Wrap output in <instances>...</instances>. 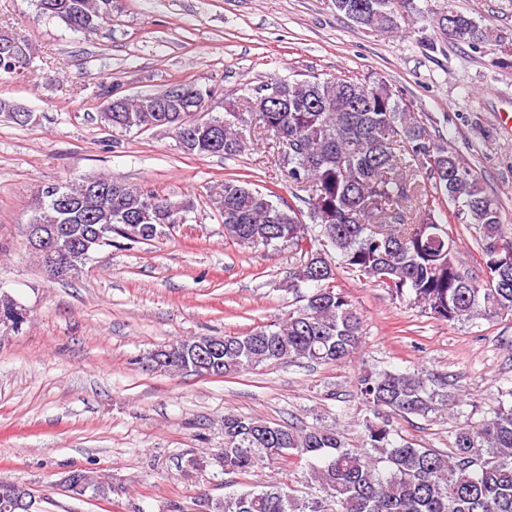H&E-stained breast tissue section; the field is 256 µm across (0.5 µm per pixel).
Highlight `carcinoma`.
Returning <instances> with one entry per match:
<instances>
[{
    "instance_id": "cac0c4a2",
    "label": "carcinoma",
    "mask_w": 512,
    "mask_h": 512,
    "mask_svg": "<svg viewBox=\"0 0 512 512\" xmlns=\"http://www.w3.org/2000/svg\"><path fill=\"white\" fill-rule=\"evenodd\" d=\"M413 0H333L336 11L375 33L402 31L398 5ZM40 13L93 34L112 17V0H38ZM430 23L444 40L498 41L500 36L453 10L430 11ZM34 55L31 43L9 37L0 44V76L20 75ZM279 99L266 108L251 105L260 89H244L242 103L194 126L181 124L214 93L193 83L133 99L109 96L101 118L114 130L149 125L171 131L185 153L238 157L248 138L288 146V182L311 189L308 211L273 200L236 177L209 195L224 218V237L249 248L286 244L300 253L291 287L316 284L304 304L271 324L244 335L224 336V350L207 375L226 377L258 366L307 362L339 363L363 336V318L349 297L335 288L339 265L376 282L400 299L449 324L512 318V233L504 230L499 202L480 174L449 146H437L392 83L335 77L275 81ZM72 210L62 214L47 196L31 220L74 233L106 225L112 235L133 242L166 235L167 225L186 206L111 176L61 184ZM446 200L461 224L477 230L484 273L466 272L446 225L438 223V201ZM320 227L309 234L304 218ZM193 336L165 346L173 356L205 342ZM357 395L374 419L365 423L364 447L349 448L343 436L323 425L295 427L246 416H224V447L211 455L226 473L247 474L279 460L307 462L315 492L303 497L270 483L224 498H206L204 512H512V405L492 409L478 423L451 431L448 449L397 441L394 419L457 406L461 395L448 376L427 369L365 370Z\"/></svg>"
}]
</instances>
